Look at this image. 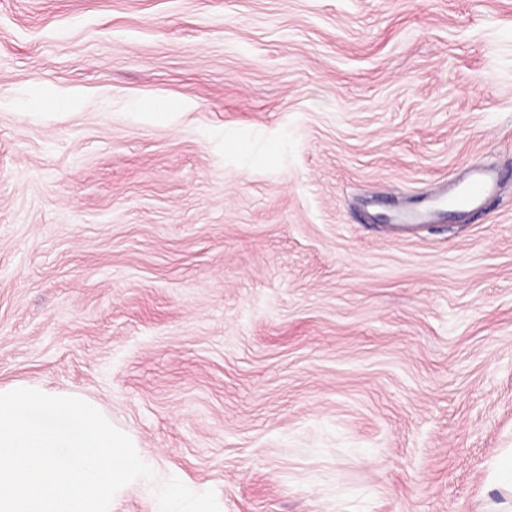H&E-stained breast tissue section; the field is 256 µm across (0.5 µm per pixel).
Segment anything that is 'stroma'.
<instances>
[{
  "mask_svg": "<svg viewBox=\"0 0 512 512\" xmlns=\"http://www.w3.org/2000/svg\"><path fill=\"white\" fill-rule=\"evenodd\" d=\"M18 383L136 441L112 512H504L512 0H0ZM498 183L495 173H483L469 182L461 195L462 205L470 207L482 203L492 195Z\"/></svg>",
  "mask_w": 512,
  "mask_h": 512,
  "instance_id": "35a3bbf8",
  "label": "stroma"
}]
</instances>
